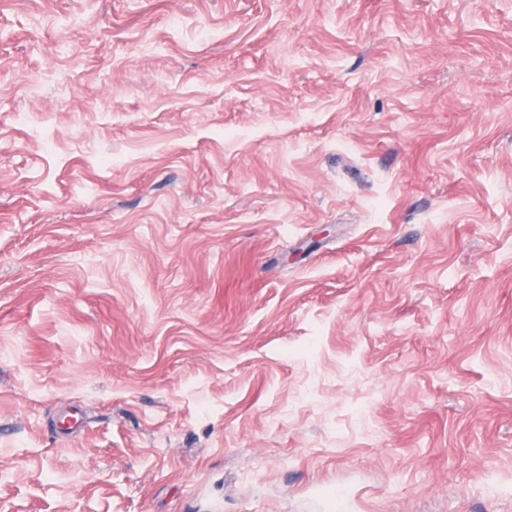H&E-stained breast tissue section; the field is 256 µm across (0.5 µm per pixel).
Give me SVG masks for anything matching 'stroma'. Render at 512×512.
Here are the masks:
<instances>
[{"label": "stroma", "mask_w": 512, "mask_h": 512, "mask_svg": "<svg viewBox=\"0 0 512 512\" xmlns=\"http://www.w3.org/2000/svg\"><path fill=\"white\" fill-rule=\"evenodd\" d=\"M0 512H512V0H0Z\"/></svg>", "instance_id": "35a3bbf8"}]
</instances>
